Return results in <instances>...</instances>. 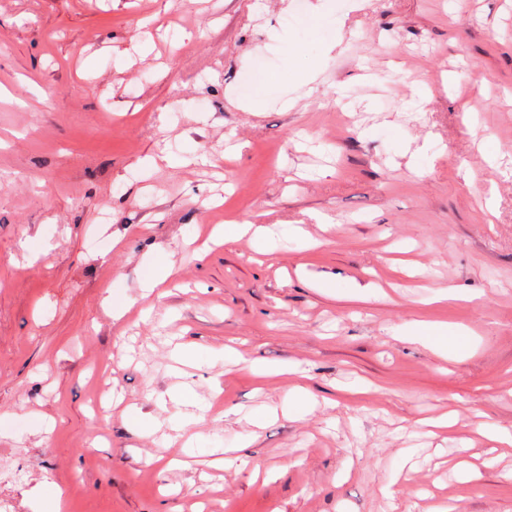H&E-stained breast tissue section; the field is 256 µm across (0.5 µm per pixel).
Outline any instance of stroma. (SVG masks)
<instances>
[{
	"label": "stroma",
	"mask_w": 512,
	"mask_h": 512,
	"mask_svg": "<svg viewBox=\"0 0 512 512\" xmlns=\"http://www.w3.org/2000/svg\"><path fill=\"white\" fill-rule=\"evenodd\" d=\"M448 2L0 0L9 512L44 490L60 512H512V447L476 432L512 431V0ZM232 219L271 252L210 240ZM158 248L176 273L146 298ZM448 285L480 303L430 302ZM416 321L466 344L442 359ZM290 364L314 403L249 425ZM356 376L373 391L340 390ZM216 386L228 414L192 426V464L159 463L186 435L177 393ZM464 439L474 484L435 454Z\"/></svg>",
	"instance_id": "35a3bbf8"
}]
</instances>
